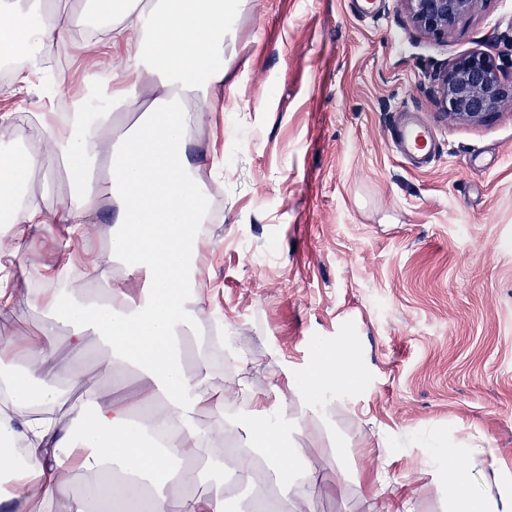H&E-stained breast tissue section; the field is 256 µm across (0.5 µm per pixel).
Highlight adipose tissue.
<instances>
[{"label":"adipose tissue","instance_id":"ef3b65f1","mask_svg":"<svg viewBox=\"0 0 512 512\" xmlns=\"http://www.w3.org/2000/svg\"><path fill=\"white\" fill-rule=\"evenodd\" d=\"M239 0H91L92 10L111 16L109 44L87 39L81 49L102 55L106 89L98 108L30 117L23 137L35 147L13 153L0 144V209L9 220L0 238L7 255L23 253L24 238L50 224L66 227L64 261L52 272L34 269L42 286L35 305L46 320L35 335L0 342V388L10 410L0 409V512H54L60 488L77 473L87 477L84 496L69 512H89L90 503L131 505L134 512H224L225 480L256 484L258 462L272 470L279 493L272 512H311L304 498L288 492L317 478L311 452L298 436L315 439L308 416L324 417L352 384L335 352L321 351L314 365L288 380L301 412L290 425H271L281 402L253 397L262 422L251 430L263 459L251 449L227 452L224 431L204 424L202 413L223 409L211 383L208 344L189 345L186 336L200 309L192 288L201 275L200 228L210 220L211 191L198 176L191 148L209 112L224 93L227 21ZM74 0H0V57L13 55L21 37L35 43L70 39L79 23ZM139 110L135 124L117 133V110ZM56 156L68 193L53 211L24 188L39 152ZM111 198L115 212L102 217ZM106 242L92 259L87 280L101 294L77 297L61 288L90 231ZM73 330L67 349L56 341L58 322ZM104 346L103 374L118 368L140 372L137 386L121 393L93 391L70 397L82 384L79 360L90 349L88 335ZM193 369H186V362ZM481 448H451L438 442L431 458L445 461L439 478L448 512H512V473L495 476L493 489L478 492L472 473L460 468L478 461ZM213 489H190L202 477Z\"/></svg>","mask_w":512,"mask_h":512}]
</instances>
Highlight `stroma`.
Here are the masks:
<instances>
[{"label": "stroma", "instance_id": "35a3bbf8", "mask_svg": "<svg viewBox=\"0 0 512 512\" xmlns=\"http://www.w3.org/2000/svg\"><path fill=\"white\" fill-rule=\"evenodd\" d=\"M476 49L512 73V0H479L442 39L411 30L400 0H241L224 41L226 108L196 146L201 178L223 184L198 291L231 358L212 382L236 399L204 421L247 447L252 395L343 346L356 382L312 451L314 512H387L404 490L414 512H448L420 463L438 439L486 449L475 487L512 469V105L465 123L435 83ZM44 76L0 82V114L91 97L98 70L70 51L58 101ZM401 112L433 130L431 161L392 151ZM25 261L7 263L16 315L0 340L45 319Z\"/></svg>", "mask_w": 512, "mask_h": 512}]
</instances>
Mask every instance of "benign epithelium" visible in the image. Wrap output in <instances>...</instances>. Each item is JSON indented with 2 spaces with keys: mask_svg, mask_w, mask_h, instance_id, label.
<instances>
[{
  "mask_svg": "<svg viewBox=\"0 0 512 512\" xmlns=\"http://www.w3.org/2000/svg\"><path fill=\"white\" fill-rule=\"evenodd\" d=\"M410 26L421 33L443 37L478 0H400ZM438 99L449 115L468 123L491 120L512 103V78L506 79L494 59L475 50L455 58L437 77Z\"/></svg>",
  "mask_w": 512,
  "mask_h": 512,
  "instance_id": "1",
  "label": "benign epithelium"
}]
</instances>
